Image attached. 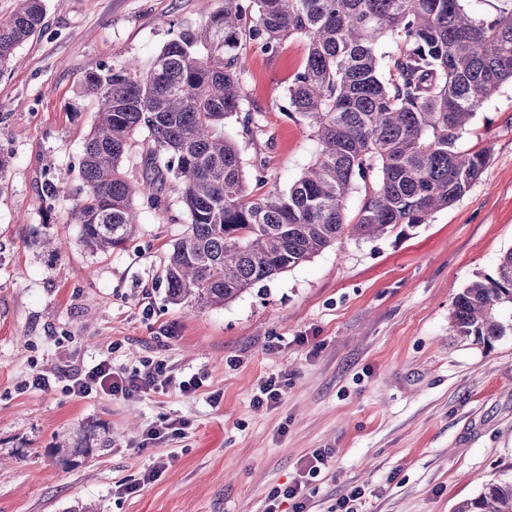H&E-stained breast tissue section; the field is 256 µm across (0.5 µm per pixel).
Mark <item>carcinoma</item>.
<instances>
[{
  "mask_svg": "<svg viewBox=\"0 0 512 512\" xmlns=\"http://www.w3.org/2000/svg\"><path fill=\"white\" fill-rule=\"evenodd\" d=\"M469 0H221L198 28L172 37L147 68L135 61L85 75L95 120L71 207L81 242L121 249L138 231L139 199L168 211L162 185L179 182L190 224L169 253L170 299L191 309L229 303L345 236L371 239L413 229L452 206L482 174L489 149L458 147V132L512 82V0L478 17ZM41 0H17L0 22V72L41 30ZM301 35L304 66L288 111L313 130L319 149L286 191L253 193L225 121L241 112L246 47L273 53ZM390 41L394 50L379 53ZM148 134L153 175L135 184L123 170L129 140ZM364 202L346 201L356 181ZM512 305V250L496 276L455 298L452 331L488 344ZM455 512H512V478L488 484Z\"/></svg>",
  "mask_w": 512,
  "mask_h": 512,
  "instance_id": "obj_1",
  "label": "carcinoma"
}]
</instances>
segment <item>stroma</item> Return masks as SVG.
Segmentation results:
<instances>
[{
  "instance_id": "stroma-1",
  "label": "stroma",
  "mask_w": 512,
  "mask_h": 512,
  "mask_svg": "<svg viewBox=\"0 0 512 512\" xmlns=\"http://www.w3.org/2000/svg\"><path fill=\"white\" fill-rule=\"evenodd\" d=\"M220 0H44L41 32L0 73V512H262L269 492L312 478L308 512H336L361 488L362 512H454L485 484L512 477V311L491 345L450 328L456 295L494 274L512 250V83L461 131L490 147L481 176L448 209L407 234L346 237L221 307L188 313L167 295L164 265L189 222L167 182L165 214L140 209L136 239L93 254L69 220L95 106L83 76L102 65L149 64ZM306 58L295 35L272 54H245V100L225 131L247 177L287 190L317 142L287 112ZM61 193L43 203L45 183ZM45 225L61 247L31 242ZM171 330L164 338L163 330ZM146 357L171 373L203 374L197 392L130 399L78 397L40 373L103 359L126 369ZM282 396L251 400L269 376ZM175 435L145 440L160 422ZM165 469L139 480L155 462ZM139 484L130 494L126 485Z\"/></svg>"
}]
</instances>
